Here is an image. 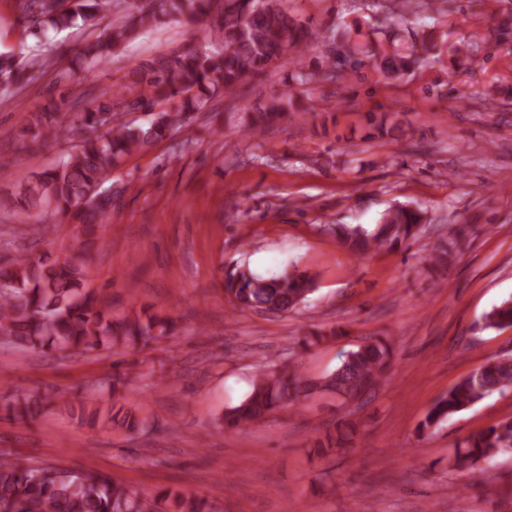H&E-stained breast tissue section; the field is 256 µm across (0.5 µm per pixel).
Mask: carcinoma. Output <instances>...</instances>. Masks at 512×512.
Returning <instances> with one entry per match:
<instances>
[{
    "label": "carcinoma",
    "instance_id": "obj_1",
    "mask_svg": "<svg viewBox=\"0 0 512 512\" xmlns=\"http://www.w3.org/2000/svg\"><path fill=\"white\" fill-rule=\"evenodd\" d=\"M446 0H398L384 8L405 27L407 36L379 28L389 45H361L351 25L332 29V37L351 43L354 57L344 65L328 51L321 69L304 72L295 67L296 58L317 42V33L290 15L284 0H21L20 20L27 31L41 39L49 30L73 26L76 18L84 25L108 24L85 43L77 60L92 67L112 58L140 29L165 19L205 22L216 45H188L148 60L135 71V79L121 86L96 106L87 105L73 121L78 143L72 153L52 169L20 180V197L28 231L40 237L45 229V211L73 216L81 227L82 249L92 250L95 233L106 230L109 208L97 202L106 194L103 184L112 167L135 152L144 150L176 125L187 127L185 117L201 108L211 96L231 94L246 78L270 69L294 65L285 78L286 86L327 81L343 87L364 64L380 60V71L389 79H400L428 60L430 48L419 39L415 25L430 6ZM41 45L18 57L0 53V89L22 85L35 69L43 67ZM299 100L292 92L272 97L252 107L245 133L256 137L275 119L296 111ZM139 106L154 113L149 127L129 122L98 125L101 112H129ZM424 224L423 211L407 206L387 210L379 224L369 231L360 225L338 224L334 232L356 252L397 248L415 238ZM469 225L458 224L450 237L434 248L431 266H446L451 251L466 240ZM80 261L33 262L17 254L0 267V339L16 347L41 350L91 352L107 348L145 346L163 338L173 327L168 318L144 310L121 318L112 316L109 305L94 291L82 288ZM314 290V278L294 271L261 277L244 264L225 270L224 296L235 308L255 312L281 313L293 309ZM483 329L512 327V299L503 301L482 317ZM391 340L386 336L367 338L348 351L341 365L326 378L323 388L344 397L367 392L387 374L393 359ZM301 364L286 370L274 365L260 372L249 398L224 417L230 426L256 424L284 406L297 407L313 390ZM512 391V357L488 359L448 389L428 411L419 425L424 434L439 427L488 396ZM7 411L15 418L32 420L41 412L38 398L23 394L13 397ZM79 423L91 427L112 424L129 433L137 431L140 420L128 408L113 404L112 414L100 420L98 412L80 410ZM512 455V418L472 435L448 457V467L459 472L473 470L500 455ZM0 512H214L211 501L189 492L163 490L145 496L126 483L93 470L79 474L53 473L38 469L0 450Z\"/></svg>",
    "mask_w": 512,
    "mask_h": 512
}]
</instances>
